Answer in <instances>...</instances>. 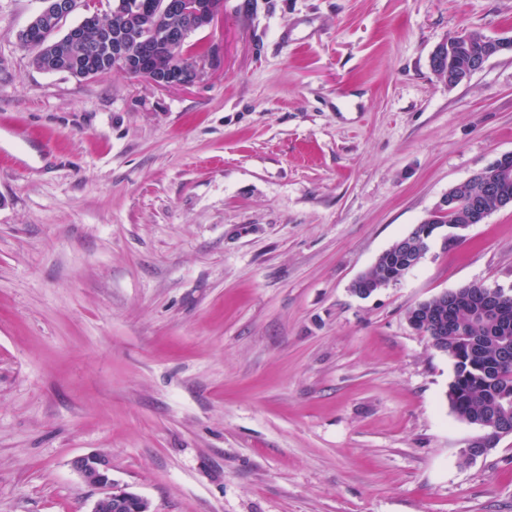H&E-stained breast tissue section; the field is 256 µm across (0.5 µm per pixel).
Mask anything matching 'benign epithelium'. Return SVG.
I'll return each instance as SVG.
<instances>
[{
  "label": "benign epithelium",
  "mask_w": 512,
  "mask_h": 512,
  "mask_svg": "<svg viewBox=\"0 0 512 512\" xmlns=\"http://www.w3.org/2000/svg\"><path fill=\"white\" fill-rule=\"evenodd\" d=\"M41 3L40 10L19 31L18 39L49 48L53 46V37L62 29L63 22L75 11L77 0H41ZM223 8V0H151L138 14L125 17L126 29L138 35L139 49L136 54L122 46H112V26L102 25V19L95 12L86 14L80 22L65 29L63 38L71 44H83L86 33H97L96 40L75 62V72L83 80L121 70L131 77L144 78L158 87H187L200 78L204 62L213 54L212 48H207L204 54L195 57L188 65L173 61L166 67H157L153 61L161 54L175 52L191 31L212 27ZM463 36L491 41L493 54L469 62L468 72L462 74L442 65L443 45H438L431 54L434 59L432 72L450 88L480 71L492 55L512 50V37L491 40L482 33L478 35L472 31L463 33ZM508 176L509 170L506 167L489 165L473 174L471 179L482 182L487 192L493 194ZM507 435H512V425L502 424L486 429L466 449V458L488 454L495 448L497 441ZM72 468L85 481L102 490L91 512L110 509L116 502L130 507L131 512H150L147 500L112 480L111 466L104 456H80L72 461Z\"/></svg>",
  "instance_id": "7a95c632"
}]
</instances>
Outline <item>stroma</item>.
I'll list each match as a JSON object with an SVG mask.
<instances>
[{
  "label": "stroma",
  "instance_id": "stroma-1",
  "mask_svg": "<svg viewBox=\"0 0 512 512\" xmlns=\"http://www.w3.org/2000/svg\"><path fill=\"white\" fill-rule=\"evenodd\" d=\"M0 0V512H90L100 454L151 512H512V435L451 409L408 310L512 292V207L353 283L512 154V51L435 47L512 0H224L200 79L37 69ZM463 37L481 38L485 41H490L494 49L491 54L486 55L482 58L474 59L473 61L469 62L467 68L470 71L466 72L465 74H461L459 70L451 69L462 68L467 64V61L471 57L482 56L485 53V44L478 39L466 42L464 40H461L458 37V35L448 37V39H446L445 42L448 43L449 41L451 43L456 44L457 49L451 55L447 56V58L445 59V64L449 67L445 68L442 65V57L444 55L443 45L442 43H440L431 54L430 68L438 79L448 84V87H455L458 84L462 83L463 81L469 79V77L472 74L480 71L490 58H492L496 54H499L501 51L512 50V37L492 39L481 32H479V35L477 36V34L474 33L473 31L463 33ZM433 59L435 67H433ZM408 256L397 250H390L378 258L373 269L355 282L354 288H382L392 279L403 277ZM403 274V275H402Z\"/></svg>",
  "mask_w": 512,
  "mask_h": 512
}]
</instances>
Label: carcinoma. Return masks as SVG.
<instances>
[{
	"label": "carcinoma",
	"mask_w": 512,
	"mask_h": 512,
	"mask_svg": "<svg viewBox=\"0 0 512 512\" xmlns=\"http://www.w3.org/2000/svg\"><path fill=\"white\" fill-rule=\"evenodd\" d=\"M448 41L457 45L445 59L451 69L461 68L470 58L485 53V44L478 39L466 42L450 36ZM460 191L483 207L493 205L478 183H466ZM454 222L453 215L433 211L423 225L433 236ZM407 259L401 251H388L354 287L374 290L388 284L402 276ZM482 301L478 286L465 287L456 295L453 309L432 297L421 302L420 309H409L407 319L415 330L429 337L434 348L454 359V376L447 394L451 408L465 421L475 418L492 427L503 413L491 411L490 404L503 396L512 399V294L497 302L494 318L476 323L471 313Z\"/></svg>",
	"instance_id": "1"
}]
</instances>
